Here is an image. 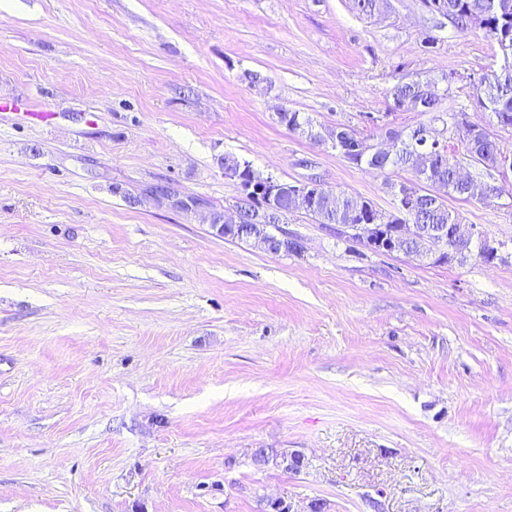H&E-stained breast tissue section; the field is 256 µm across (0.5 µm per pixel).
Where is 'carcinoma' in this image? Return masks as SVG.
<instances>
[{
  "label": "carcinoma",
  "mask_w": 512,
  "mask_h": 512,
  "mask_svg": "<svg viewBox=\"0 0 512 512\" xmlns=\"http://www.w3.org/2000/svg\"><path fill=\"white\" fill-rule=\"evenodd\" d=\"M427 10L440 4L448 21L460 31L472 29V19L476 15H485L488 22L483 30L484 36L498 43L501 33L512 32V0H422ZM484 98L478 106L496 118V126L512 128V56L504 59L500 70L483 77ZM435 82L423 80L400 81L391 89L395 106L409 112H420L430 116L428 125L440 126L441 146L439 153L433 155L424 152V147L410 148L392 160L372 159L370 148L376 135L366 134L352 126H345L342 139L349 148L360 147L364 151L367 163L379 175H386L394 168L413 170L425 186L418 187L419 202L413 217L403 221L393 212H383L366 198L343 194L335 203L328 196L320 195L315 205L303 209L318 224H424L437 227L455 224L458 216L453 214L446 204L449 197H458L466 201H483L484 190L500 192V189L481 181L464 189L457 186L454 175L458 161L448 156V138L457 139L465 146L468 160L486 170L495 169L497 158L506 154L498 138L488 128L477 129L476 147H471L468 137L455 129L450 122L451 114L440 110L441 96L431 94ZM279 122L292 131L304 130L311 121L303 120L296 111H285L279 116Z\"/></svg>",
  "instance_id": "cac0c4a2"
}]
</instances>
